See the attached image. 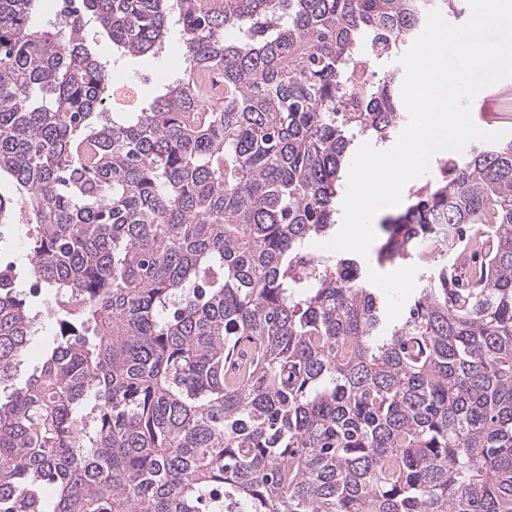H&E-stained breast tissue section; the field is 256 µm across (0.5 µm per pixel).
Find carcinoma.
<instances>
[{
	"instance_id": "obj_1",
	"label": "carcinoma",
	"mask_w": 512,
	"mask_h": 512,
	"mask_svg": "<svg viewBox=\"0 0 512 512\" xmlns=\"http://www.w3.org/2000/svg\"><path fill=\"white\" fill-rule=\"evenodd\" d=\"M0 0V224L58 330L0 394V512H512V140L436 159L366 260L318 254L431 4ZM188 66L108 112L88 21ZM460 240L489 241L476 258ZM413 268L389 318L367 265ZM38 314L0 273V385ZM14 224H0V252L9 260L16 262L17 285L19 289L28 293L30 280L28 279V262L25 255L28 251V238L32 237V224H21L15 220ZM11 261L1 262V267H10Z\"/></svg>"
}]
</instances>
